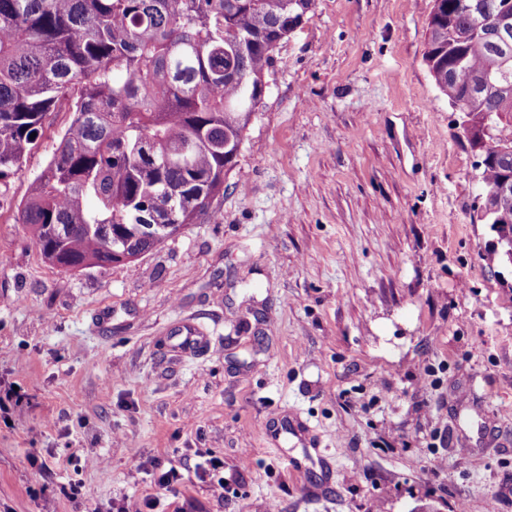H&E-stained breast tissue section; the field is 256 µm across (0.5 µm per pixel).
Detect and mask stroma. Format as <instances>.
Instances as JSON below:
<instances>
[{
	"label": "stroma",
	"instance_id": "obj_1",
	"mask_svg": "<svg viewBox=\"0 0 512 512\" xmlns=\"http://www.w3.org/2000/svg\"><path fill=\"white\" fill-rule=\"evenodd\" d=\"M431 0H315L224 193L138 259L45 263L0 192V505L142 512H512V246L424 61ZM196 329L201 347L178 350ZM224 463V497L195 474ZM78 476L85 497L66 486ZM200 457L208 456V458H205L204 461L197 464L196 469L201 470L203 473H206V471H211V478H210V491L214 498L217 499H223L224 497V477L219 476L220 469L222 468V462L220 459L216 456L212 455H199ZM153 482L158 490V493L162 496H166V493L172 492L176 485H179L185 481V475L182 469L178 466L170 464L169 467L160 469V466L153 463ZM159 470V472L157 471Z\"/></svg>",
	"mask_w": 512,
	"mask_h": 512
}]
</instances>
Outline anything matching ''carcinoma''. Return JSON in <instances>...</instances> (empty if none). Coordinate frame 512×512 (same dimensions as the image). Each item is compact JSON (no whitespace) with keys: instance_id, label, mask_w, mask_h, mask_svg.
<instances>
[{"instance_id":"obj_1","label":"carcinoma","mask_w":512,"mask_h":512,"mask_svg":"<svg viewBox=\"0 0 512 512\" xmlns=\"http://www.w3.org/2000/svg\"><path fill=\"white\" fill-rule=\"evenodd\" d=\"M313 0H0V186L67 103L18 206L44 261L105 268L208 213ZM512 0H432L424 60L479 159L480 220L512 236ZM36 137H31V134Z\"/></svg>"}]
</instances>
